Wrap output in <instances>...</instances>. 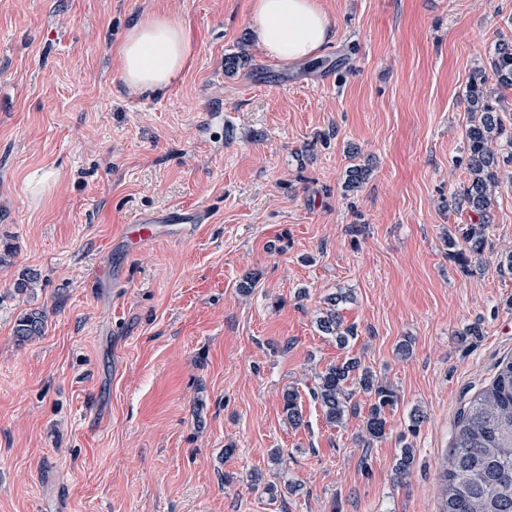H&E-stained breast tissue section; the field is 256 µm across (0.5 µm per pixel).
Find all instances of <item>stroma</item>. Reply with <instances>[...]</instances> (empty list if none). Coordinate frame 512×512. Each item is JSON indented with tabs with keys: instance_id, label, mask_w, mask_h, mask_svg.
Here are the masks:
<instances>
[{
	"instance_id": "1",
	"label": "stroma",
	"mask_w": 512,
	"mask_h": 512,
	"mask_svg": "<svg viewBox=\"0 0 512 512\" xmlns=\"http://www.w3.org/2000/svg\"><path fill=\"white\" fill-rule=\"evenodd\" d=\"M317 2L335 42L285 64L249 41L254 0H0V512H439L457 416L512 357L497 259L512 183L483 263L462 270L445 243L468 221L448 206L465 87L512 40V0ZM151 14L194 47L153 96L123 82L114 51ZM244 38L250 62L225 76ZM357 163L371 177L344 192ZM37 171L53 175L41 193ZM173 211L207 221L122 238ZM338 291L357 329L343 348L315 324ZM32 311L45 332L18 343ZM347 357L398 396L368 447L370 396L351 386L359 412L333 427L309 394ZM283 481L296 493L271 496Z\"/></svg>"
}]
</instances>
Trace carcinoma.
Here are the masks:
<instances>
[{"mask_svg": "<svg viewBox=\"0 0 512 512\" xmlns=\"http://www.w3.org/2000/svg\"><path fill=\"white\" fill-rule=\"evenodd\" d=\"M248 60L247 44L243 42L240 51L224 57V73L235 74ZM490 70L489 77L483 71L473 73L466 87L467 111L475 118L465 131L464 156L459 159L466 177L451 196L454 207L466 208L469 216V223L458 226L455 235L448 237L453 258L466 270L472 263L482 262L494 192L504 179L512 180V113L501 104V90L512 89V41L501 40L495 45ZM370 175L367 165H353L347 170L344 191L360 190ZM348 299L349 295L341 292L327 296L316 319L318 330L343 347L357 335L355 326L344 325L338 311ZM44 328L45 314L34 311L18 320L15 336L20 342L30 341L41 336ZM351 383L372 399L361 435L369 445L385 436V412L397 401L392 386L380 380L371 368L356 357L329 365L317 376L311 396L325 421L331 426L340 425L357 413V408L350 405ZM282 411L290 425L302 424L295 390L283 394ZM440 478V512H512V359L500 363L494 379L460 412L451 456Z\"/></svg>", "mask_w": 512, "mask_h": 512, "instance_id": "cac0c4a2", "label": "carcinoma"}]
</instances>
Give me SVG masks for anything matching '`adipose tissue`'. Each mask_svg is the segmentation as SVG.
Returning a JSON list of instances; mask_svg holds the SVG:
<instances>
[{
    "mask_svg": "<svg viewBox=\"0 0 512 512\" xmlns=\"http://www.w3.org/2000/svg\"><path fill=\"white\" fill-rule=\"evenodd\" d=\"M251 32L266 56L284 63L318 59L336 38L316 0H255ZM118 53L123 82L155 93L179 77L193 45L180 23L152 15L130 27Z\"/></svg>",
    "mask_w": 512,
    "mask_h": 512,
    "instance_id": "obj_1",
    "label": "adipose tissue"
}]
</instances>
